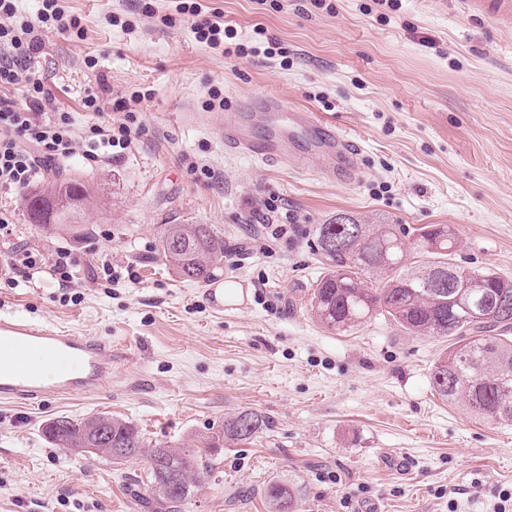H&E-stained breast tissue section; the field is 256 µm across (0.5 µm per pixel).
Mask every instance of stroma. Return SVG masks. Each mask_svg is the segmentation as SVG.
<instances>
[{"instance_id":"stroma-1","label":"stroma","mask_w":512,"mask_h":512,"mask_svg":"<svg viewBox=\"0 0 512 512\" xmlns=\"http://www.w3.org/2000/svg\"><path fill=\"white\" fill-rule=\"evenodd\" d=\"M150 2L147 16L141 0H62L83 38L39 32L27 61L64 111H80L89 89L106 101L144 92L146 131L121 159L61 161L95 191L81 222L40 229L21 195L0 200L19 237L80 257L70 287H1L0 310L112 342V380L98 393L0 404V512H144L130 482L145 480L146 460L55 447L51 419L107 413L176 448L244 410L272 429L225 441L186 512H267L258 489L272 480L293 484L304 512H496L499 492L512 493V427L433 390L447 340L381 317L339 334L312 318L308 299L323 271L314 230L339 214L451 225L457 264L512 278V21L466 0H201L237 42L260 28L286 50L237 58L198 42L189 23L162 24L173 0ZM213 87L223 109L204 106ZM270 96L352 132L362 179L227 152L225 110ZM188 156L216 179L190 174ZM270 198L291 230L258 254L255 212ZM164 224H207L223 238L209 282L184 281L159 258ZM105 253L135 283L94 287ZM224 282L240 288L238 303L215 305L208 289Z\"/></svg>"}]
</instances>
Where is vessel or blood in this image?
<instances>
[{"label":"vessel or blood","mask_w":512,"mask_h":512,"mask_svg":"<svg viewBox=\"0 0 512 512\" xmlns=\"http://www.w3.org/2000/svg\"><path fill=\"white\" fill-rule=\"evenodd\" d=\"M263 138H255V124ZM227 151L267 162L319 166L322 176L353 180L360 174L361 145L316 115L269 98L263 111L241 103L225 113ZM112 377L111 342L74 329L0 314V402L66 399L89 394Z\"/></svg>","instance_id":"vessel-or-blood-1"}]
</instances>
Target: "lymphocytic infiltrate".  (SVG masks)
I'll use <instances>...</instances> for the list:
<instances>
[{"instance_id": "obj_1", "label": "lymphocytic infiltrate", "mask_w": 512, "mask_h": 512, "mask_svg": "<svg viewBox=\"0 0 512 512\" xmlns=\"http://www.w3.org/2000/svg\"><path fill=\"white\" fill-rule=\"evenodd\" d=\"M32 16L21 15L17 0H0V196H11L28 187L44 168L74 154L92 162L121 157L144 125L135 105L116 101L121 112L117 122L102 121L103 108L96 93H87L83 108L89 119L76 127L73 113L53 110L55 97L43 80L23 68L21 61L38 46L37 33L53 29L83 36L79 18L67 15L60 0H37ZM176 15L187 17L199 42L227 56L248 54L275 56V42L256 40L254 45L234 43V31L223 22L204 15L199 0H179ZM78 258L73 249L59 246L44 252L15 239L10 222L0 216V283L16 288L46 274L59 286H68Z\"/></svg>"}]
</instances>
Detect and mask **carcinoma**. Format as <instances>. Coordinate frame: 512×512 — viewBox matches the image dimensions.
Returning a JSON list of instances; mask_svg holds the SVG:
<instances>
[{
    "mask_svg": "<svg viewBox=\"0 0 512 512\" xmlns=\"http://www.w3.org/2000/svg\"><path fill=\"white\" fill-rule=\"evenodd\" d=\"M93 198L80 180L54 181L26 199V212L32 224H66ZM316 233L324 272L313 284L310 305L320 323L347 333L382 315L412 336L451 340L431 369L435 392L476 417L512 427V279L454 263L456 237L445 224L418 228L410 242L395 224H358L345 216L318 225ZM158 253L184 280L201 283L224 262V239L206 224H165ZM268 426L266 417L243 410L207 437L203 449L152 445L131 423L106 415L59 417L45 434L59 448H97L114 464L146 457L145 492L177 508L212 471V449L226 439L249 440ZM113 448L131 452L115 457ZM162 483L172 493L164 494ZM263 496L269 512H302L290 483L270 482Z\"/></svg>",
    "mask_w": 512,
    "mask_h": 512,
    "instance_id": "1",
    "label": "carcinoma"
}]
</instances>
